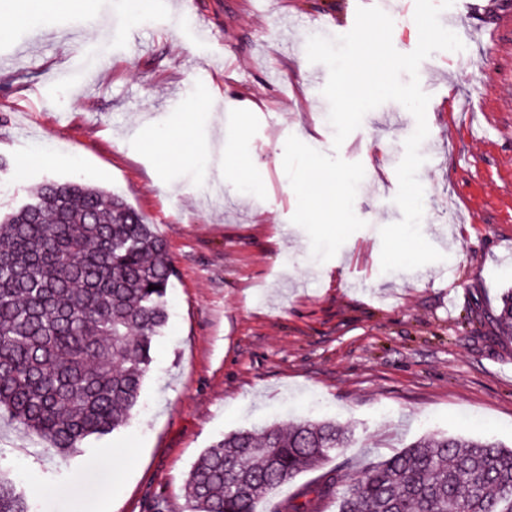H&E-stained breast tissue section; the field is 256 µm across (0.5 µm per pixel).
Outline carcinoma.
I'll use <instances>...</instances> for the list:
<instances>
[{
    "label": "carcinoma",
    "instance_id": "1",
    "mask_svg": "<svg viewBox=\"0 0 512 512\" xmlns=\"http://www.w3.org/2000/svg\"><path fill=\"white\" fill-rule=\"evenodd\" d=\"M0 223V412L66 456L125 425L138 405L152 339L169 317L172 260L135 209L83 183L47 179ZM496 323L512 338L511 290ZM347 443L329 421L232 432L191 467L189 512H259ZM335 492L337 512H512V448L424 437L371 468L302 487L277 512H318ZM0 512H37L2 470Z\"/></svg>",
    "mask_w": 512,
    "mask_h": 512
}]
</instances>
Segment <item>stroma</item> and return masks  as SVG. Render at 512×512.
Returning <instances> with one entry per match:
<instances>
[{
	"label": "stroma",
	"mask_w": 512,
	"mask_h": 512,
	"mask_svg": "<svg viewBox=\"0 0 512 512\" xmlns=\"http://www.w3.org/2000/svg\"><path fill=\"white\" fill-rule=\"evenodd\" d=\"M362 0H81L78 9L18 11L0 0V203L41 181H78L121 196L167 243L170 317L128 425L88 440L62 464L42 438L0 415V468L41 512H185L193 462L225 434L303 419L336 422L350 447L281 485L279 508L321 473L373 466L427 434L512 446V340L492 320L512 289V29L498 46L465 40L419 67L436 158L418 172L421 230L443 253L411 271L381 270V227L401 219L396 167L413 115L388 101L337 150L362 163L354 211L364 228L331 260L311 255L291 221L283 168L297 136L331 153L329 103L294 54L333 36ZM465 28L512 16V0H454ZM206 18L196 41L186 13ZM193 118L207 161L163 164L158 133ZM247 133L237 136L239 124ZM40 151L51 161L19 162ZM252 162L238 184L225 158Z\"/></svg>",
	"instance_id": "stroma-1"
}]
</instances>
